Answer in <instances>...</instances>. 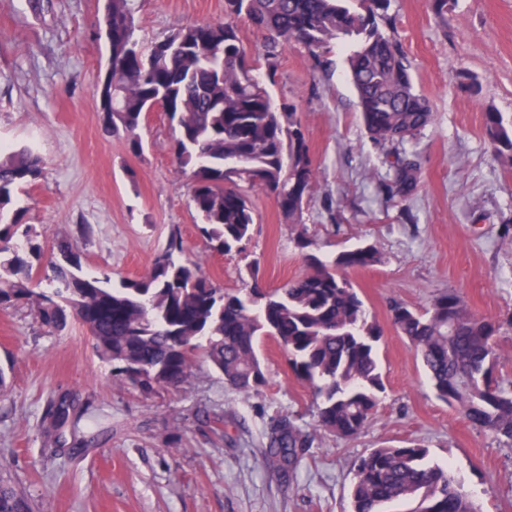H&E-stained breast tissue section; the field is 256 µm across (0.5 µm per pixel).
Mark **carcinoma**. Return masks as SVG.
Instances as JSON below:
<instances>
[{"instance_id":"carcinoma-1","label":"carcinoma","mask_w":512,"mask_h":512,"mask_svg":"<svg viewBox=\"0 0 512 512\" xmlns=\"http://www.w3.org/2000/svg\"><path fill=\"white\" fill-rule=\"evenodd\" d=\"M133 2L109 4L112 25L104 41L115 111L104 113V123L136 149L143 113L156 104L172 108L175 163L191 179L198 229L214 250L229 253L250 240L253 189H263L298 224L317 186L298 113L276 105L257 75L241 20L265 34L269 78L279 66V48L289 43L303 45L320 72L331 66L330 44L347 45L363 126L392 158L386 195L404 200L417 187L419 167L409 146L433 113L394 34L392 0H224V22L182 27L148 48L136 33ZM483 126L493 157L511 167L512 120L488 108ZM40 174L41 158L29 148L0 155L1 308L26 306L51 330L64 329L73 317L90 333L98 356L113 364L114 376L138 390L183 385L201 361L233 389L257 392L266 383L259 344L273 338L312 390L318 426L344 438L364 430L385 390L377 357L381 330L346 273L382 262L374 244L324 259L302 237L304 274L272 292L256 283L228 291L184 257L174 228L147 274L116 286L107 273L84 271L70 236L59 237L46 258L38 231L21 222L19 210L8 214L17 187ZM391 323L408 339L438 399L471 425L512 442V383L496 376L497 336L512 329V315L480 317L460 292L448 290L422 310L395 305ZM68 417L62 401L47 430H60ZM312 444L311 434L282 419L266 433V457L291 468ZM349 498L351 512H384L385 505L412 498L424 504L420 512H478L461 484L415 441L359 457ZM0 512H32L1 479Z\"/></svg>"}]
</instances>
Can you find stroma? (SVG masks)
<instances>
[{
    "label": "stroma",
    "mask_w": 512,
    "mask_h": 512,
    "mask_svg": "<svg viewBox=\"0 0 512 512\" xmlns=\"http://www.w3.org/2000/svg\"><path fill=\"white\" fill-rule=\"evenodd\" d=\"M134 8L147 45L224 19V0H134ZM102 9L103 0H0V145L43 159L41 177L17 201L44 250L69 233L86 271L133 279L176 226L187 256L214 283L237 290L254 279L267 292L305 272L299 235L323 257L375 244L381 263L348 277L383 330L385 391L364 431L342 439L318 428L311 389L273 339L260 347V392H237L205 365L181 387L139 392L114 377L76 322L51 331L27 308L0 309V476L34 512H350L357 459L416 440L481 512H512V447L436 397L390 320L393 304L423 307L448 289L476 314L512 312V168L493 158L482 119L490 106L512 115V0H448L442 21L429 0H393L397 36L433 112L414 145L420 179L403 202L378 190L389 166L359 119L344 46H334L326 74L313 71L301 45L286 46L271 93L299 113L319 187L298 224L253 191L252 238L227 254L196 227L162 108L142 117V152L105 130L93 105L107 58ZM463 71L478 92L457 86ZM81 224L87 235H78ZM62 401L69 420L53 439L44 418ZM281 416L314 436L286 472L265 456V434Z\"/></svg>",
    "instance_id": "obj_1"
}]
</instances>
